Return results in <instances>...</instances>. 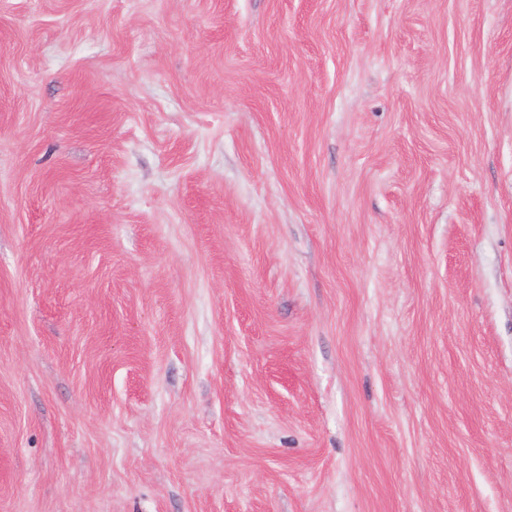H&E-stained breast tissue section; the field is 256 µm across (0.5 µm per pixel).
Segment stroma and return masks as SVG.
Listing matches in <instances>:
<instances>
[{
    "instance_id": "1",
    "label": "stroma",
    "mask_w": 512,
    "mask_h": 512,
    "mask_svg": "<svg viewBox=\"0 0 512 512\" xmlns=\"http://www.w3.org/2000/svg\"><path fill=\"white\" fill-rule=\"evenodd\" d=\"M0 512H512V0H0Z\"/></svg>"
}]
</instances>
